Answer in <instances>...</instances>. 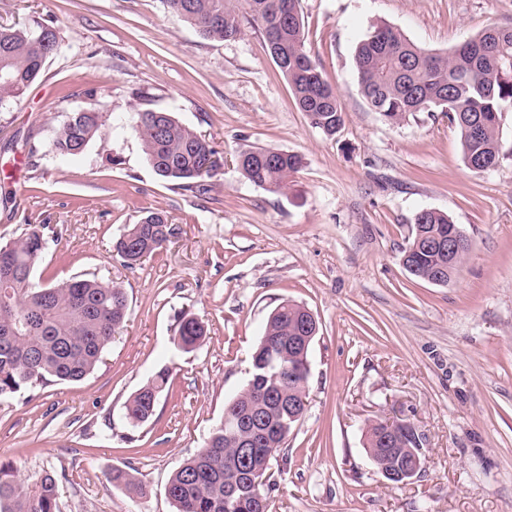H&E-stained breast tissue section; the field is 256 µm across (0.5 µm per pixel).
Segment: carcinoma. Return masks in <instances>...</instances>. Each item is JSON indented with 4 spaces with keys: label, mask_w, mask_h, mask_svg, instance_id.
I'll use <instances>...</instances> for the list:
<instances>
[{
    "label": "carcinoma",
    "mask_w": 512,
    "mask_h": 512,
    "mask_svg": "<svg viewBox=\"0 0 512 512\" xmlns=\"http://www.w3.org/2000/svg\"><path fill=\"white\" fill-rule=\"evenodd\" d=\"M166 11L193 25L209 41H235L249 34L263 38L276 53L274 63L288 82L295 102L324 135H336L344 112L336 91L322 76L305 47L300 0H162ZM64 50L53 21L29 27L0 25V110L19 102L45 64ZM361 94L369 108L391 125L417 112L448 113L460 132L465 166L479 161L490 167L500 158L499 120L512 111V29L489 26L449 53L428 51L400 30L373 27L355 51ZM107 121L105 112H73L54 131L42 159H74ZM146 160L168 180L207 190V181L223 171L224 159L191 128L170 113L145 109L133 126ZM302 166L301 156L288 151L253 148L238 157L240 174L269 192L283 193ZM452 227L448 215L430 209L414 216L412 238L402 251L405 268L425 279L444 265L454 271L470 249L461 236L460 258L451 266L447 256L425 248L435 232ZM174 234L167 216L152 211L131 224L115 242L117 255L133 268L162 250ZM47 239L33 228L24 236L0 243V400L39 383L80 381L101 362L112 339L128 317L127 296L118 284L96 278H72L53 284L35 280L34 270ZM304 306L284 301L270 313L251 360L270 345L285 348L279 385L283 401L308 388V355L288 350L291 337L304 323ZM207 325L183 315L174 346L190 352L204 342ZM169 371L152 375L126 401L125 420L132 428L148 423L166 389ZM270 382L256 379L224 403V419L197 452L171 475L166 494L176 512H269L274 484L256 485L252 476L269 473L273 449L257 444L238 447L230 428L253 407L277 420L284 407L268 396ZM382 423L365 428L364 450L379 468L390 462L381 434ZM58 480L45 473L23 481L11 463H0V512H60Z\"/></svg>",
    "instance_id": "obj_1"
}]
</instances>
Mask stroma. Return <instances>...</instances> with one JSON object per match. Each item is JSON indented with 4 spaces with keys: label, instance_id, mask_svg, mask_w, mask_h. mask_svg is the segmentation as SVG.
<instances>
[{
    "label": "stroma",
    "instance_id": "obj_1",
    "mask_svg": "<svg viewBox=\"0 0 512 512\" xmlns=\"http://www.w3.org/2000/svg\"><path fill=\"white\" fill-rule=\"evenodd\" d=\"M306 49L345 123L325 136L301 112L262 38L214 43L161 0H0V23L53 20L64 52L20 104L0 112V240L43 225L35 277H97L125 289L130 313L84 380L0 402V461L20 478L61 475L60 512H175L173 471L222 420L250 354L283 301L319 324L307 410L271 465L270 512H512V112L496 167L463 163L443 112L385 122L363 98L357 44L375 25L444 53L490 25L512 28V0H301ZM172 113L224 158L207 193L161 178L131 125ZM110 113L73 161L38 156L69 113ZM256 147L303 159L285 193L236 168ZM447 213L470 242L445 286L412 276L401 252L419 210ZM170 243L129 268L114 243L148 212ZM208 325L176 350L182 314ZM169 368L170 388L138 429L126 400ZM406 420L425 467L391 487L363 447L368 423ZM132 474L141 492L109 476Z\"/></svg>",
    "mask_w": 512,
    "mask_h": 512
}]
</instances>
